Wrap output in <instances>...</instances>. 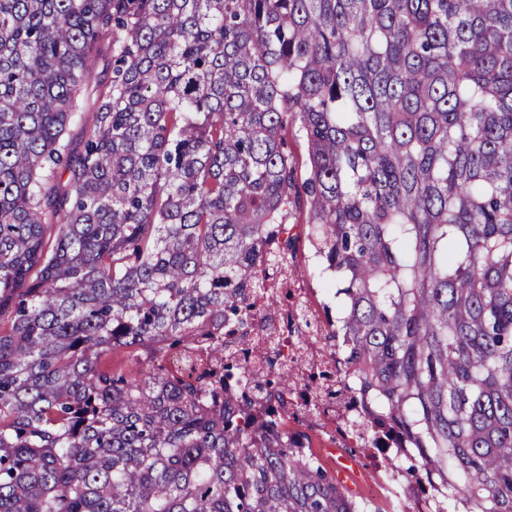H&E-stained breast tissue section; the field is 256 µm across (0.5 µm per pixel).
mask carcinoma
<instances>
[{
	"label": "carcinoma",
	"instance_id": "cac0c4a2",
	"mask_svg": "<svg viewBox=\"0 0 512 512\" xmlns=\"http://www.w3.org/2000/svg\"><path fill=\"white\" fill-rule=\"evenodd\" d=\"M300 187L372 411L348 428L403 449L373 502L251 413L284 372L224 363ZM194 343L216 368L168 363ZM415 491L512 512V0H0V512Z\"/></svg>",
	"mask_w": 512,
	"mask_h": 512
}]
</instances>
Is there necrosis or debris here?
<instances>
[{
  "instance_id": "1",
  "label": "necrosis or debris",
  "mask_w": 512,
  "mask_h": 512,
  "mask_svg": "<svg viewBox=\"0 0 512 512\" xmlns=\"http://www.w3.org/2000/svg\"><path fill=\"white\" fill-rule=\"evenodd\" d=\"M266 283L288 293L291 302L258 317L253 336L240 344L242 359L250 374L272 366L286 370L291 386L265 400V411L276 414L285 409L291 421L332 435L343 432L347 417L362 413L361 404L352 398L339 404L307 386L310 376L320 370L334 381L348 373L344 360L326 339L334 324L331 311L300 287L297 272L288 265L267 270Z\"/></svg>"
}]
</instances>
